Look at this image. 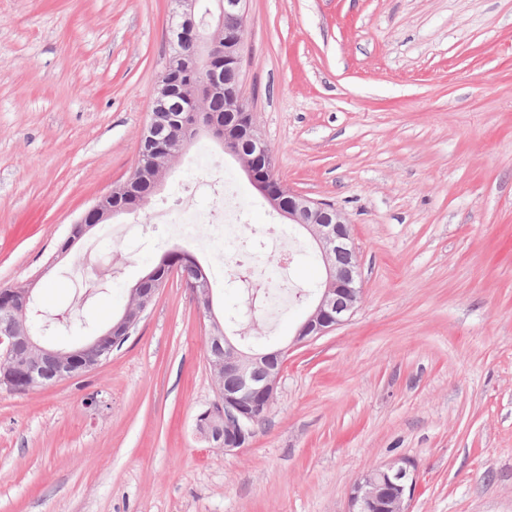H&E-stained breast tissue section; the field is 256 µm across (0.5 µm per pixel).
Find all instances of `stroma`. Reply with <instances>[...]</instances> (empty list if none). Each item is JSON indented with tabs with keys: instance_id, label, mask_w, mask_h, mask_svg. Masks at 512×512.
<instances>
[{
	"instance_id": "35a3bbf8",
	"label": "stroma",
	"mask_w": 512,
	"mask_h": 512,
	"mask_svg": "<svg viewBox=\"0 0 512 512\" xmlns=\"http://www.w3.org/2000/svg\"><path fill=\"white\" fill-rule=\"evenodd\" d=\"M242 90L291 192L347 216L362 274L352 319L294 344L305 304L253 350L287 348L252 442L212 447L216 402L200 307L170 272L125 343L92 370L28 393L0 387V512H346L354 482L405 457L411 512H512V0H247ZM170 0H0V288L107 329L164 250L213 280V310L304 288L278 274L276 225L313 241L200 137L129 240L108 225L68 244L81 214L132 174L169 55ZM241 208L239 271L222 250L166 237L156 212Z\"/></svg>"
}]
</instances>
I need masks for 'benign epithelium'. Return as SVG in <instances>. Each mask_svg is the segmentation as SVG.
Segmentation results:
<instances>
[{
    "label": "benign epithelium",
    "instance_id": "1",
    "mask_svg": "<svg viewBox=\"0 0 512 512\" xmlns=\"http://www.w3.org/2000/svg\"><path fill=\"white\" fill-rule=\"evenodd\" d=\"M177 18L174 31L175 52L161 73V88L155 89L152 113L141 138V158L151 160L168 150L165 128L185 111L184 86L180 77L193 75L207 98H224V121L234 113L247 111L239 89L226 87L222 69L241 72L245 39L246 0H215L218 18L214 34L205 35L204 19L196 16V0H172ZM235 134L247 138L253 152L252 164L244 165L251 185L288 220L312 235L326 261L327 283L321 289L311 311L297 329L293 342L301 343L335 329L356 312L362 298L360 269L356 247L346 215L338 208L288 190L273 192L269 184L276 179L272 157L255 125ZM106 195L87 209L71 227L68 240L74 242L118 212ZM154 293L131 289L129 303L115 326L88 343L71 350L44 343L29 333L24 320L32 311V288L0 291V361L17 367L23 388L38 387L69 379L97 366L102 358L129 336L140 316L150 306ZM243 336L215 338L213 346L224 349V361L216 366L215 383L224 396V409L207 411L196 421V430L209 444L226 452L246 444L252 427L265 415L274 400L282 367L278 360L288 349L271 353H254L245 348ZM416 464L396 459L376 467L355 481L349 495L347 512H411L410 505L417 487Z\"/></svg>",
    "mask_w": 512,
    "mask_h": 512
}]
</instances>
